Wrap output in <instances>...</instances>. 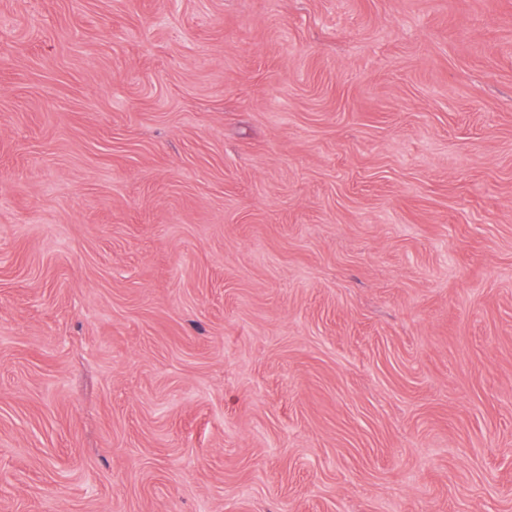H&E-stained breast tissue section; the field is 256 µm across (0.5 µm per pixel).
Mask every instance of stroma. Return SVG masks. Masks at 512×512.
Here are the masks:
<instances>
[{"label": "stroma", "mask_w": 512, "mask_h": 512, "mask_svg": "<svg viewBox=\"0 0 512 512\" xmlns=\"http://www.w3.org/2000/svg\"><path fill=\"white\" fill-rule=\"evenodd\" d=\"M0 512H512V0H0Z\"/></svg>", "instance_id": "35a3bbf8"}]
</instances>
